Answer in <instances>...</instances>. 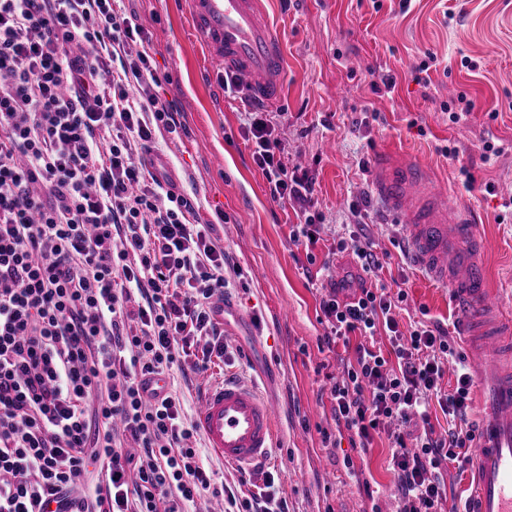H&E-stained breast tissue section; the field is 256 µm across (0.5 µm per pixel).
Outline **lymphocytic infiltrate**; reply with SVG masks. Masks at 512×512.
Listing matches in <instances>:
<instances>
[{
    "instance_id": "f902f5d3",
    "label": "lymphocytic infiltrate",
    "mask_w": 512,
    "mask_h": 512,
    "mask_svg": "<svg viewBox=\"0 0 512 512\" xmlns=\"http://www.w3.org/2000/svg\"><path fill=\"white\" fill-rule=\"evenodd\" d=\"M161 81L137 16L112 0H0V512H191L210 496L288 512L273 483L244 499L216 485L160 385L223 358L227 286L213 220L144 159L157 130L180 125ZM248 121L272 199L310 203L313 181L282 160L269 109L251 104ZM345 289L322 288L324 343L381 330L391 353L358 346L331 390L337 419L363 449L388 423L421 421L414 441L394 439L397 512H460L443 467L472 465V380L439 381L464 355L440 325L400 331L406 293Z\"/></svg>"
}]
</instances>
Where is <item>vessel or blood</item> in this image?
Returning <instances> with one entry per match:
<instances>
[{
  "instance_id": "b4317fda",
  "label": "vessel or blood",
  "mask_w": 512,
  "mask_h": 512,
  "mask_svg": "<svg viewBox=\"0 0 512 512\" xmlns=\"http://www.w3.org/2000/svg\"><path fill=\"white\" fill-rule=\"evenodd\" d=\"M211 58L236 75L254 100L279 101L286 74L283 40L263 0H191ZM372 188L404 224L412 258L449 286L472 357L481 416L468 512H512V320L505 318L476 255L483 241L474 209L455 207L428 166L380 152ZM276 405L254 386L227 375L207 384L192 422L221 461L255 471L275 446Z\"/></svg>"
}]
</instances>
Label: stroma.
Listing matches in <instances>:
<instances>
[{
	"label": "stroma",
	"instance_id": "obj_1",
	"mask_svg": "<svg viewBox=\"0 0 512 512\" xmlns=\"http://www.w3.org/2000/svg\"><path fill=\"white\" fill-rule=\"evenodd\" d=\"M264 0L284 40V110L274 135L285 163L314 179L319 240L294 245L296 202L270 196L252 161L245 107L225 96L188 0H123L151 40L166 80L159 96L181 114L179 133L158 132L154 151L170 164L177 188L202 218L223 212L214 236L226 255L227 354L206 376L173 372L170 383L194 412L206 381L232 375L256 386L278 409L276 446L263 472L243 476L209 458L217 481L247 496L274 478L288 512H396L389 464L391 434L369 451L336 426L330 378L355 356L323 345L318 288L324 276L361 287L405 290L398 318L439 324L458 336L460 317L448 287L435 283L397 246L403 224L388 216L370 181L382 148L433 168L455 204L474 207L487 241L489 285L512 313V0ZM393 74L394 88L381 77ZM472 112H465L466 102ZM501 151L484 159V141ZM358 234L375 245L382 266L359 279L339 240Z\"/></svg>",
	"mask_w": 512,
	"mask_h": 512
}]
</instances>
